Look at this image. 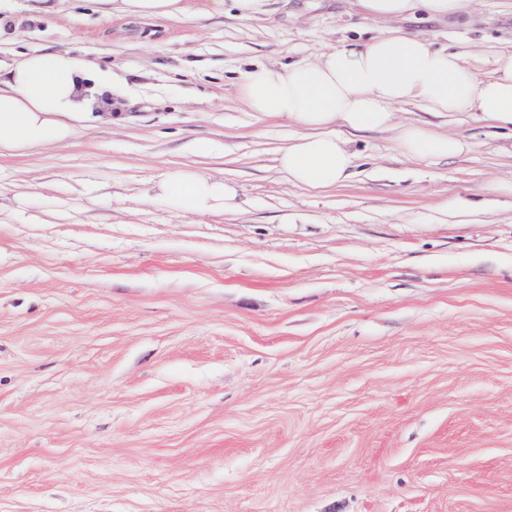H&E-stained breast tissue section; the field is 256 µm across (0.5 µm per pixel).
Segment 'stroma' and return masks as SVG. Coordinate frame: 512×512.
Masks as SVG:
<instances>
[{
	"instance_id": "35a3bbf8",
	"label": "stroma",
	"mask_w": 512,
	"mask_h": 512,
	"mask_svg": "<svg viewBox=\"0 0 512 512\" xmlns=\"http://www.w3.org/2000/svg\"><path fill=\"white\" fill-rule=\"evenodd\" d=\"M75 2L0 0L1 67L67 50L121 89L70 139L0 152V512H512V135L398 105L470 151L360 133L350 179L312 191L275 167L297 128L238 91L393 29L486 74L512 0L142 23ZM181 168L240 209L177 213L153 187ZM365 18L391 20L419 10L429 17L444 18L466 12L468 0H357Z\"/></svg>"
}]
</instances>
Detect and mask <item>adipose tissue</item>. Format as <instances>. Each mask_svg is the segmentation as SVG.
<instances>
[{
	"instance_id": "adipose-tissue-1",
	"label": "adipose tissue",
	"mask_w": 512,
	"mask_h": 512,
	"mask_svg": "<svg viewBox=\"0 0 512 512\" xmlns=\"http://www.w3.org/2000/svg\"><path fill=\"white\" fill-rule=\"evenodd\" d=\"M103 15L135 21L191 18L186 0H98ZM364 17L391 20L422 11L433 18L465 13L466 0H358ZM242 99L251 111L281 119L299 133L276 157L288 181L316 190L343 185L357 156L349 135L394 131V143L411 156L452 157L466 141L422 123L398 124L394 105L421 104L427 111L466 115L491 130L512 132V53L500 54L490 74L475 72L463 54L437 48L425 37L399 31L356 44H342L319 61L261 65L243 73ZM112 76L82 56L62 50L23 55L0 70V149L67 140L63 113H84L91 100L116 94ZM183 214L235 212L238 192L230 181L178 169L158 186Z\"/></svg>"
}]
</instances>
